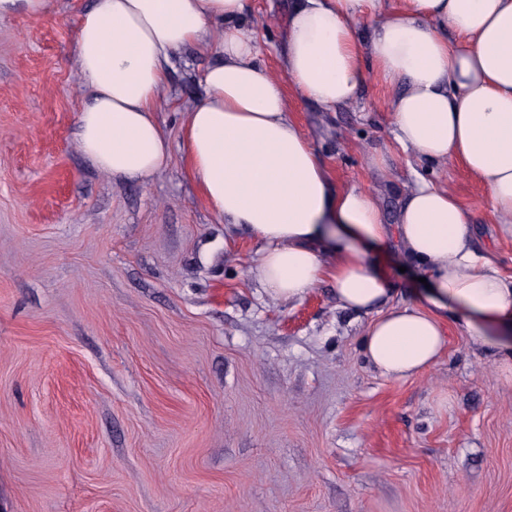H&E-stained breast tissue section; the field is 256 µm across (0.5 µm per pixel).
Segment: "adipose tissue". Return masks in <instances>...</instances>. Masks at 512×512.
I'll return each mask as SVG.
<instances>
[{"label":"adipose tissue","instance_id":"obj_1","mask_svg":"<svg viewBox=\"0 0 512 512\" xmlns=\"http://www.w3.org/2000/svg\"><path fill=\"white\" fill-rule=\"evenodd\" d=\"M248 14V0H95L75 44L81 151L115 176L159 173L170 143L155 109L172 61L216 48L187 114L185 159L226 231L262 241L254 273L268 296L293 301L330 277L341 308L370 316L363 347L390 379L434 364L450 322L512 375V277L477 248L472 214L421 181L385 223L376 193L334 187L288 97L329 110L353 103L369 76L398 86L396 142L419 162L462 165L512 236V0H300L276 70L260 63ZM392 249L427 281L412 304L387 302L379 259Z\"/></svg>","mask_w":512,"mask_h":512}]
</instances>
